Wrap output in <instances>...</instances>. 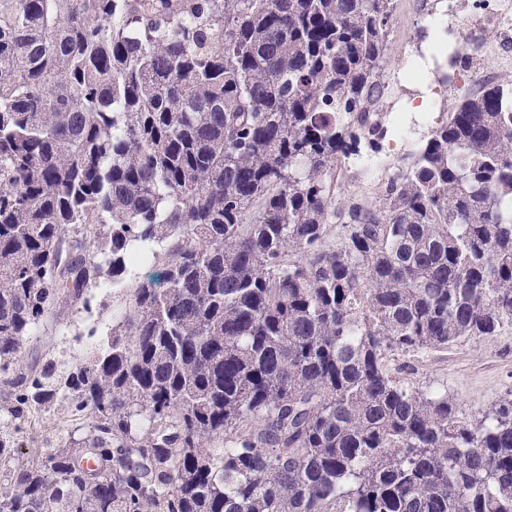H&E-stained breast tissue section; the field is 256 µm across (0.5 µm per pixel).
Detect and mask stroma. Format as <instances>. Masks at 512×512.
Instances as JSON below:
<instances>
[{"label":"stroma","instance_id":"1","mask_svg":"<svg viewBox=\"0 0 512 512\" xmlns=\"http://www.w3.org/2000/svg\"><path fill=\"white\" fill-rule=\"evenodd\" d=\"M420 28L415 0H394L384 61L386 72L397 69L401 56L415 52ZM124 296V291L107 284L94 291L87 311L77 313L69 305L57 306L54 319L40 336L24 346L23 362L38 361L48 350L60 348L62 336L105 330ZM388 367L397 379L420 387L447 389L464 420L473 423L512 393V334L484 339L466 337L445 350L397 352L389 355Z\"/></svg>","mask_w":512,"mask_h":512}]
</instances>
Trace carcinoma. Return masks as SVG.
Returning <instances> with one entry per match:
<instances>
[{"instance_id": "cac0c4a2", "label": "carcinoma", "mask_w": 512, "mask_h": 512, "mask_svg": "<svg viewBox=\"0 0 512 512\" xmlns=\"http://www.w3.org/2000/svg\"><path fill=\"white\" fill-rule=\"evenodd\" d=\"M392 0H0V512H512V397L475 424L389 353L512 329V75L383 206ZM439 69L458 64L424 30ZM136 258L106 341L21 351ZM84 434L24 451L38 414Z\"/></svg>"}]
</instances>
